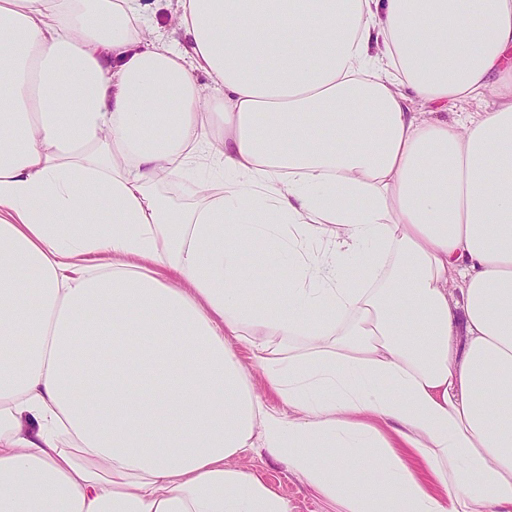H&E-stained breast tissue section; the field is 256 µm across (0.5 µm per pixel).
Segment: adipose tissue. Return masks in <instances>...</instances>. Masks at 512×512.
<instances>
[{
	"label": "adipose tissue",
	"mask_w": 512,
	"mask_h": 512,
	"mask_svg": "<svg viewBox=\"0 0 512 512\" xmlns=\"http://www.w3.org/2000/svg\"><path fill=\"white\" fill-rule=\"evenodd\" d=\"M174 12L0 0V512H512V0ZM146 6L148 14L153 19L148 37L152 38H171L180 43L181 46L187 45V40L183 34L178 31L174 23L173 8L170 1L166 0H141ZM249 380L251 389L259 394L267 405L277 410L285 411L286 406L283 404L281 398L267 386L260 372L251 369ZM235 463L260 476L288 503V512H336L340 509L328 503L287 466L262 451H255Z\"/></svg>",
	"instance_id": "1"
}]
</instances>
